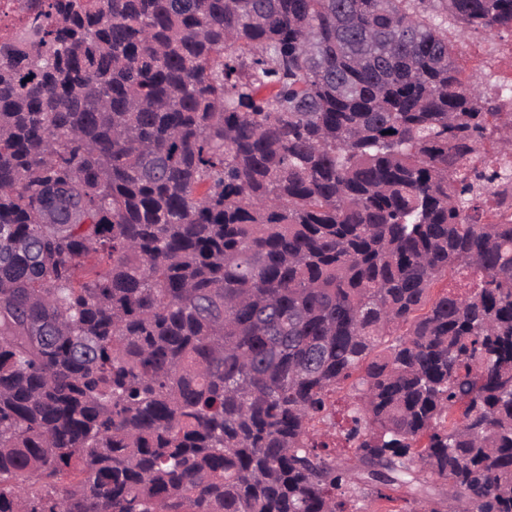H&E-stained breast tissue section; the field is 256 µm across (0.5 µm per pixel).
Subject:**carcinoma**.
Segmentation results:
<instances>
[{
  "label": "carcinoma",
  "mask_w": 512,
  "mask_h": 512,
  "mask_svg": "<svg viewBox=\"0 0 512 512\" xmlns=\"http://www.w3.org/2000/svg\"><path fill=\"white\" fill-rule=\"evenodd\" d=\"M27 10L0 512H512V221L480 219L512 113L448 41L512 0ZM346 387L351 463L319 432Z\"/></svg>",
  "instance_id": "1"
}]
</instances>
